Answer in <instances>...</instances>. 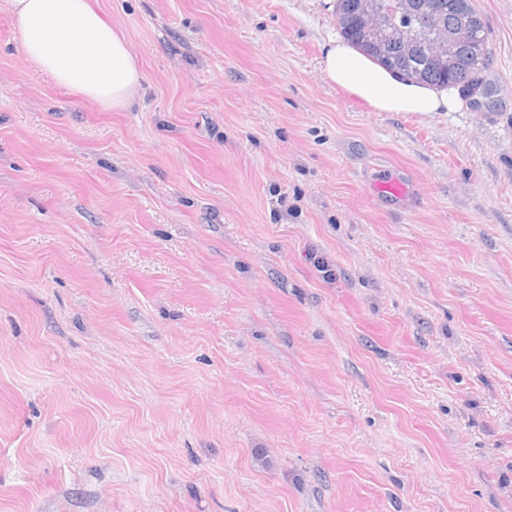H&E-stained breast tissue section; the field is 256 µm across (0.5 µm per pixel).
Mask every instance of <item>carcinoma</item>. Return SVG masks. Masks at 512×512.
<instances>
[{"label": "carcinoma", "mask_w": 512, "mask_h": 512, "mask_svg": "<svg viewBox=\"0 0 512 512\" xmlns=\"http://www.w3.org/2000/svg\"><path fill=\"white\" fill-rule=\"evenodd\" d=\"M364 0H336V20L344 39L366 55L409 78L440 87L465 83L477 71H486L491 59L488 34L473 0H434V22L411 30L412 41L406 45L395 41H376L366 33L362 21ZM466 17L469 25L458 34L456 53L444 63L431 58V37L434 29H458L459 19Z\"/></svg>", "instance_id": "cac0c4a2"}]
</instances>
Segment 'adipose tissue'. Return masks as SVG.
Returning <instances> with one entry per match:
<instances>
[{
    "label": "adipose tissue",
    "mask_w": 512,
    "mask_h": 512,
    "mask_svg": "<svg viewBox=\"0 0 512 512\" xmlns=\"http://www.w3.org/2000/svg\"><path fill=\"white\" fill-rule=\"evenodd\" d=\"M21 25L20 57L80 98L112 108L131 106L143 74L124 35L88 0H9ZM327 78L380 112H442L455 90L416 82L390 70L351 43L323 48Z\"/></svg>",
    "instance_id": "obj_1"
}]
</instances>
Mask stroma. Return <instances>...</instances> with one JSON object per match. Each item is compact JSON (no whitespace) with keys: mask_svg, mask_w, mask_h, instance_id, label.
I'll use <instances>...</instances> for the list:
<instances>
[{"mask_svg":"<svg viewBox=\"0 0 512 512\" xmlns=\"http://www.w3.org/2000/svg\"><path fill=\"white\" fill-rule=\"evenodd\" d=\"M91 2L129 109L0 0V512H512V0L448 112L330 81L334 0Z\"/></svg>","mask_w":512,"mask_h":512,"instance_id":"stroma-1","label":"stroma"}]
</instances>
